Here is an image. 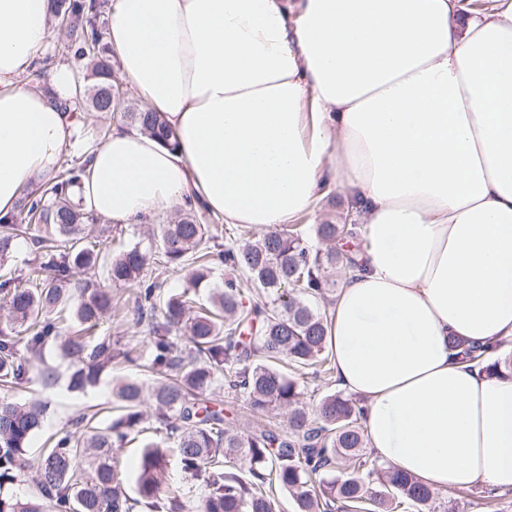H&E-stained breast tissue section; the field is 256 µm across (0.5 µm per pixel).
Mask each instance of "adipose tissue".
<instances>
[{"label":"adipose tissue","mask_w":512,"mask_h":512,"mask_svg":"<svg viewBox=\"0 0 512 512\" xmlns=\"http://www.w3.org/2000/svg\"><path fill=\"white\" fill-rule=\"evenodd\" d=\"M53 0H0V217L76 148L69 66L27 80ZM121 76L177 146L120 126L73 199L137 224L184 198L271 229L326 184L357 200L362 250L331 310L337 387L367 446L430 490L512 489V0H110Z\"/></svg>","instance_id":"obj_1"}]
</instances>
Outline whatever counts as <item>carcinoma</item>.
I'll list each match as a JSON object with an SVG mask.
<instances>
[{
	"instance_id": "carcinoma-1",
	"label": "carcinoma",
	"mask_w": 512,
	"mask_h": 512,
	"mask_svg": "<svg viewBox=\"0 0 512 512\" xmlns=\"http://www.w3.org/2000/svg\"><path fill=\"white\" fill-rule=\"evenodd\" d=\"M105 6L106 0H55L76 55L99 51ZM95 73L101 81L93 87L92 107L113 112L111 67L100 61ZM124 116L138 131L175 145L161 113ZM82 169L66 168L41 194L25 197L18 213L0 218V268L14 243L28 240L35 248L28 276L43 281L41 288H27L17 277L0 275L7 307L0 320V512H276L279 491L292 496L295 512H423L432 491L365 451L359 400L334 391L312 410L303 403L306 375H333L329 312L311 300L334 287L329 270L355 266L344 247L362 244L359 224H316L310 237L286 224L255 236L243 224L227 232L244 238L241 244L220 243L223 234L212 225L188 217L160 224L165 263L187 277L183 291L172 295L145 278L149 253L140 244L113 255L107 280L133 289V315L147 323L154 381L116 380L112 393L120 409L107 427L96 425L97 414L84 413L75 430L29 462L26 448L43 428L44 405L37 398L14 401L9 393L34 372L43 386L55 385L56 370L38 366L48 339L70 360L74 390L96 386L115 363L142 358L137 344L99 334L116 307L112 290L90 278L74 280L75 270L94 272L106 256L99 245L83 244L91 217L69 197ZM216 263L227 271L224 287L201 302L198 289ZM224 392L244 398L256 415L288 412V427L238 430L218 406ZM149 406L159 427L146 436ZM138 439L143 451L133 498L114 449ZM173 454L204 488L189 506L181 488L168 483ZM28 472L35 491L22 500L8 488Z\"/></svg>"
}]
</instances>
